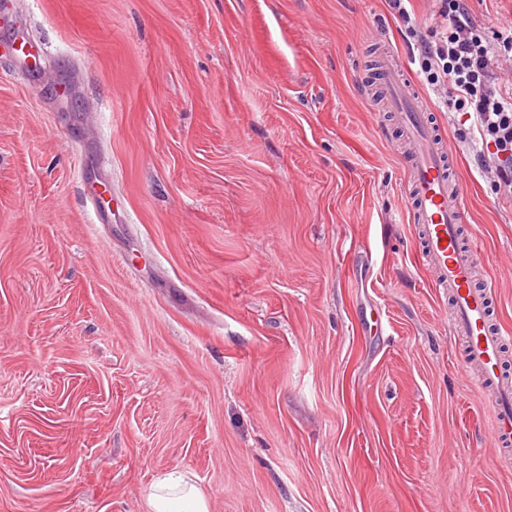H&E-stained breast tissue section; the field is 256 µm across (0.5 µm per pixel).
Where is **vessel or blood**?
<instances>
[{"mask_svg": "<svg viewBox=\"0 0 512 512\" xmlns=\"http://www.w3.org/2000/svg\"><path fill=\"white\" fill-rule=\"evenodd\" d=\"M379 89L389 111L397 113L408 145L406 196L418 226L419 254L433 274L430 286L448 295V326L465 343L464 371L476 385L493 388L487 408L494 418L491 445L512 436V379L502 372L506 338L491 322L494 285L476 283L474 251L462 242L467 187L449 173L453 153L432 123L405 65L392 51L380 57Z\"/></svg>", "mask_w": 512, "mask_h": 512, "instance_id": "obj_1", "label": "vessel or blood"}]
</instances>
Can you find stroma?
Instances as JSON below:
<instances>
[{
  "mask_svg": "<svg viewBox=\"0 0 512 512\" xmlns=\"http://www.w3.org/2000/svg\"><path fill=\"white\" fill-rule=\"evenodd\" d=\"M386 0H0V512H512L371 90ZM512 332V198L424 90ZM95 188L100 213L85 202ZM148 500L151 512H210L205 492L178 467L152 484Z\"/></svg>",
  "mask_w": 512,
  "mask_h": 512,
  "instance_id": "stroma-1",
  "label": "stroma"
}]
</instances>
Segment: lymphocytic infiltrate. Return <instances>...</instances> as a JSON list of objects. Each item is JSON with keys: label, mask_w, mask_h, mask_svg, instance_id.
Segmentation results:
<instances>
[{"label": "lymphocytic infiltrate", "mask_w": 512, "mask_h": 512, "mask_svg": "<svg viewBox=\"0 0 512 512\" xmlns=\"http://www.w3.org/2000/svg\"><path fill=\"white\" fill-rule=\"evenodd\" d=\"M434 39L420 45L428 88L451 95L465 112L467 140L479 144V171L492 174L498 194L512 197V30L488 37L467 0H438Z\"/></svg>", "instance_id": "f902f5d3"}]
</instances>
